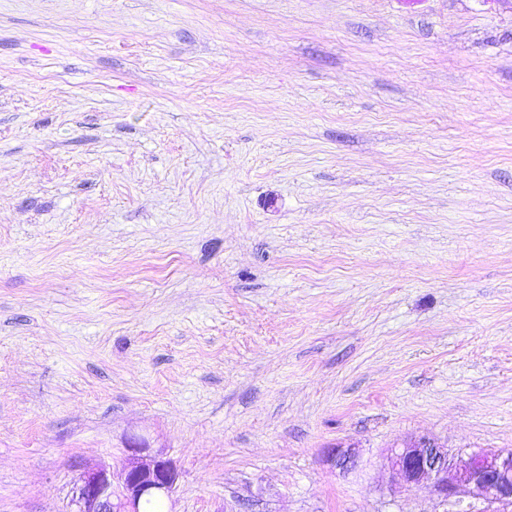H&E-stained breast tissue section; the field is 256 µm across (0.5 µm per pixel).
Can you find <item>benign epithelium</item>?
<instances>
[{"label":"benign epithelium","mask_w":512,"mask_h":512,"mask_svg":"<svg viewBox=\"0 0 512 512\" xmlns=\"http://www.w3.org/2000/svg\"><path fill=\"white\" fill-rule=\"evenodd\" d=\"M129 452L117 471L92 468L80 474L71 512H142L145 501L172 495L180 479L175 463L141 438L131 439ZM390 467L402 488L430 481L445 501L473 495L490 504L512 506V451H474L457 470L448 448L423 435L404 441L390 457Z\"/></svg>","instance_id":"obj_1"}]
</instances>
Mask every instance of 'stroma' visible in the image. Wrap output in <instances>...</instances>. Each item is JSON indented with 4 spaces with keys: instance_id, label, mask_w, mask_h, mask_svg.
I'll return each instance as SVG.
<instances>
[{
    "instance_id": "35a3bbf8",
    "label": "stroma",
    "mask_w": 512,
    "mask_h": 512,
    "mask_svg": "<svg viewBox=\"0 0 512 512\" xmlns=\"http://www.w3.org/2000/svg\"><path fill=\"white\" fill-rule=\"evenodd\" d=\"M418 435L512 451V0H0V512H453ZM129 458L117 471L84 470L75 484L71 512H141L149 499L170 498L180 473L163 450H153L141 438H132ZM142 512H163L159 501H147Z\"/></svg>"
}]
</instances>
